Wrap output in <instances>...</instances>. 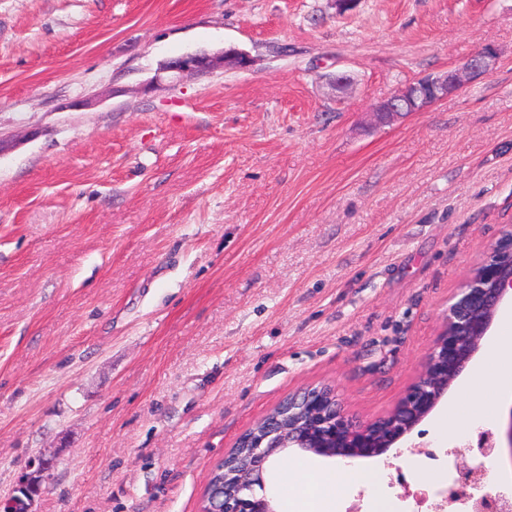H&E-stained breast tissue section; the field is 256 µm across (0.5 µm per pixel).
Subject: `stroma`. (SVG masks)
<instances>
[{
  "label": "stroma",
  "mask_w": 512,
  "mask_h": 512,
  "mask_svg": "<svg viewBox=\"0 0 512 512\" xmlns=\"http://www.w3.org/2000/svg\"><path fill=\"white\" fill-rule=\"evenodd\" d=\"M493 68L382 128L371 108L478 49ZM234 47L251 64L169 82ZM348 79L345 89L334 80ZM0 503L200 512L212 468L289 396L390 413L471 266L512 230V0H0ZM512 394L445 399L360 496L406 512L430 450ZM249 63L250 58L244 53L236 49H225L217 54L195 53L179 56L168 61L162 71L168 73L169 79H175L227 66L246 68Z\"/></svg>",
  "instance_id": "1"
}]
</instances>
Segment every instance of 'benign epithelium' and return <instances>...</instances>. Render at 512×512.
Returning a JSON list of instances; mask_svg holds the SVG:
<instances>
[{
	"label": "benign epithelium",
	"instance_id": "benign-epithelium-1",
	"mask_svg": "<svg viewBox=\"0 0 512 512\" xmlns=\"http://www.w3.org/2000/svg\"><path fill=\"white\" fill-rule=\"evenodd\" d=\"M497 59L492 47L471 55L461 67L442 74H426L397 89L373 110L375 124L411 112H422L448 96L467 81L489 72ZM250 58L235 49L217 54H185L168 61L162 71L171 79L227 66L246 68ZM512 289V232L505 233L491 247L459 289L448 309L447 325L435 341L417 382L392 412L371 423H358L342 413L338 399L328 387L309 388L288 398V420L276 416L266 426L267 443H250L244 469L235 472L233 482L224 483V495H214L204 512H279L273 498L257 494L264 487L263 465L269 458L290 448H301L342 458L381 455L408 434L447 393L448 386L466 368L489 330L498 307ZM499 438L488 431L478 446L456 448L454 469L456 489L448 502L471 503V512H512V500L489 489L483 463L470 458L488 457L498 450Z\"/></svg>",
	"mask_w": 512,
	"mask_h": 512
}]
</instances>
